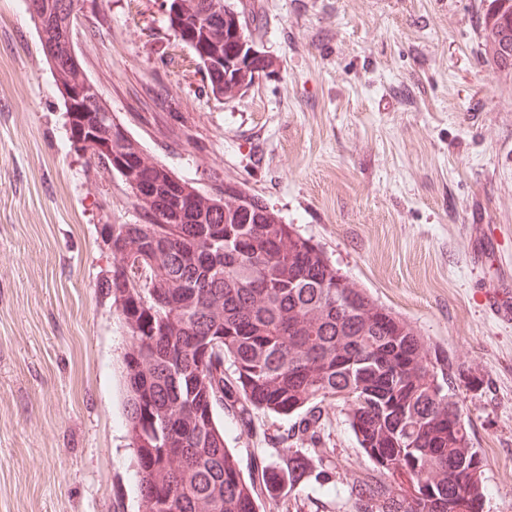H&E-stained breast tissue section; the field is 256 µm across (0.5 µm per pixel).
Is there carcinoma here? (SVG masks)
<instances>
[{
    "label": "carcinoma",
    "instance_id": "carcinoma-1",
    "mask_svg": "<svg viewBox=\"0 0 512 512\" xmlns=\"http://www.w3.org/2000/svg\"><path fill=\"white\" fill-rule=\"evenodd\" d=\"M176 37L197 58L224 55L234 66L239 41H252L244 8L229 0H184ZM39 46L69 38L74 0H27ZM494 61L512 68V0L481 14ZM50 69L81 65L77 56H45ZM237 85L206 71L212 93L232 98L270 61ZM75 123L95 127L109 112L96 96ZM112 153L80 147L86 170L112 166L138 223L112 225L107 288L130 346L124 354V410L136 450L145 512H258L267 469L244 478L216 423L217 403L240 411L299 417L297 433H316L322 404L341 399L360 448L374 468L346 482L349 512H484L483 459L472 448L458 403L442 393L448 357L366 289L341 276L310 241L240 185L204 190L152 164L142 187L113 160L145 154L112 119L94 133ZM163 195L165 211L150 197ZM155 320L154 336L138 333ZM236 374L224 377V359ZM393 384H380L387 371ZM331 457L284 450L278 474L288 488Z\"/></svg>",
    "mask_w": 512,
    "mask_h": 512
}]
</instances>
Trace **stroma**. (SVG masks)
Wrapping results in <instances>:
<instances>
[{
	"instance_id": "1",
	"label": "stroma",
	"mask_w": 512,
	"mask_h": 512,
	"mask_svg": "<svg viewBox=\"0 0 512 512\" xmlns=\"http://www.w3.org/2000/svg\"><path fill=\"white\" fill-rule=\"evenodd\" d=\"M272 66L213 94L162 0H78L88 79L150 156L203 189L242 184L339 273L458 367L486 512H512V324L484 309L476 227L512 262V72L487 61L480 0H240ZM120 178L86 171L25 0H0V512H141L124 416L129 339L104 282L106 224H132ZM347 404L316 439L294 418L218 408L242 474L283 447L333 449L326 480L264 493L300 512L372 462Z\"/></svg>"
}]
</instances>
